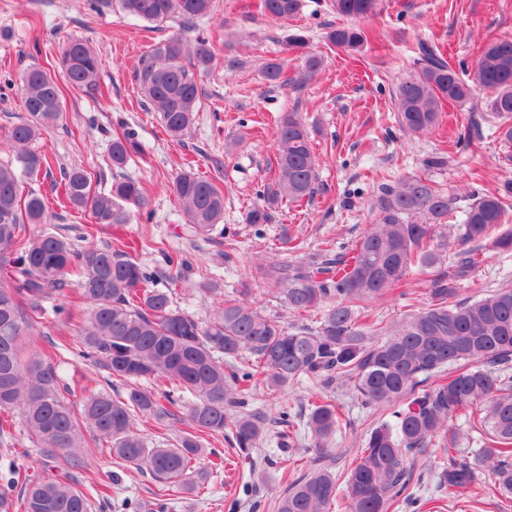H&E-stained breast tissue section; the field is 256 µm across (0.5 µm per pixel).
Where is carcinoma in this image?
<instances>
[{
	"mask_svg": "<svg viewBox=\"0 0 512 512\" xmlns=\"http://www.w3.org/2000/svg\"><path fill=\"white\" fill-rule=\"evenodd\" d=\"M130 17L148 22L170 18L186 29L209 17L215 0H119ZM262 14L280 21L297 16L301 0H260ZM337 14L365 18L378 0H333ZM343 49L361 47L368 36L354 26L327 34ZM419 69L400 80L396 92L399 127L424 133L439 125L445 103H466L478 89L492 92L490 111L503 119L500 139L512 144V36L489 42L469 78L462 79L431 45L419 46ZM214 54L204 38L189 43L172 36L139 59L136 70L147 107L158 113L170 136L181 137L200 108L199 78ZM58 70L36 64L21 75L26 118L7 138L18 146L15 160L0 162V438L11 436L13 417L38 443L40 455H59L71 466L82 463L80 449L91 439L108 444L120 467L148 471L160 484L187 493L207 483L209 471L195 465L207 437L232 439L247 454L266 431L264 415L245 410L254 377L277 391L303 376L322 387H348L368 407H390L392 419L371 430L338 495L336 477L319 470L291 479L276 498V512H390L401 503L425 506L415 495L425 474L413 459L434 446L448 454L464 435L450 425L465 417L480 435L481 448L451 457L436 473L437 485L453 492L478 480L489 490L512 496V285L478 300L461 299L472 281L479 249L498 226L512 219V179L493 192L473 189L462 209L456 239L442 233L457 198L425 176L381 182L374 195L370 230L347 252L324 242L310 260L259 267L274 297L291 312L320 311L313 325L289 329L243 298L227 295L218 313L201 322L173 306L170 296L148 287L152 274L122 249L107 245L79 251L65 238L27 231L46 218L43 195L19 193L21 180L38 179L51 169L48 155L28 144L54 126L63 113L66 84L88 93L98 90L100 62L82 40L62 47ZM266 80L285 85L279 62L265 66ZM276 177L266 199L299 202L318 189L310 133L296 112L281 120L276 133ZM139 145L126 135L112 141V168L122 169ZM221 167L209 176L185 172L173 191L196 233H207L224 216ZM68 206L88 212L96 224L121 229L130 207L146 204L139 182L114 179L106 192L91 189L83 169L61 172ZM79 269L76 300L70 306L45 303L62 293L65 275ZM428 270L429 304L394 323L373 318L368 303L406 283L412 269ZM65 315L73 323L72 349L86 365L126 385L125 395L92 391L75 412L59 384L54 362L22 365V339L33 326ZM256 364L242 372L231 361L242 353ZM148 379V388L135 381ZM142 418L184 426L176 443L148 444L135 428ZM347 425L330 397L314 400L304 428L313 446L326 453L328 440ZM112 485L82 487L65 472L34 478L14 463L0 476V512H92L112 507Z\"/></svg>",
	"mask_w": 512,
	"mask_h": 512,
	"instance_id": "1",
	"label": "carcinoma"
}]
</instances>
